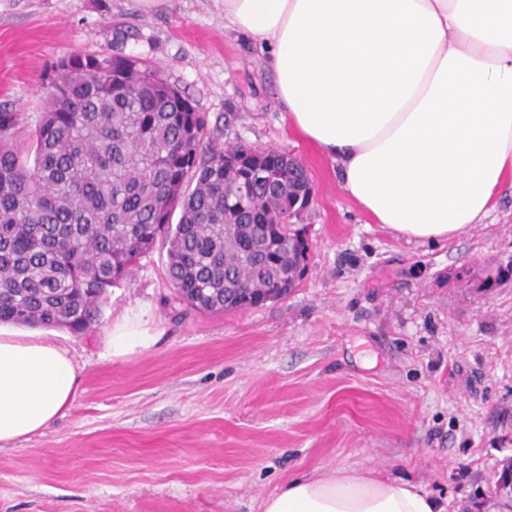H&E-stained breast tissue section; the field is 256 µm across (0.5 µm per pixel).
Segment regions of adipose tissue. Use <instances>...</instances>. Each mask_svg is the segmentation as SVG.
I'll return each instance as SVG.
<instances>
[{"mask_svg": "<svg viewBox=\"0 0 512 512\" xmlns=\"http://www.w3.org/2000/svg\"><path fill=\"white\" fill-rule=\"evenodd\" d=\"M224 28L269 53L289 122L336 162L342 189L397 235L447 240L512 188V0H224ZM144 312L108 335L149 348ZM68 349L0 335V443L64 415ZM263 512H445L401 479L339 469L288 481Z\"/></svg>", "mask_w": 512, "mask_h": 512, "instance_id": "1", "label": "adipose tissue"}]
</instances>
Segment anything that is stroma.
<instances>
[{"label": "stroma", "instance_id": "35a3bbf8", "mask_svg": "<svg viewBox=\"0 0 512 512\" xmlns=\"http://www.w3.org/2000/svg\"><path fill=\"white\" fill-rule=\"evenodd\" d=\"M154 65L217 144L279 148L307 169V269L288 298L200 312L159 244L84 333L53 329L78 371L65 416L0 443V512H262L288 480L399 476L462 512L512 458V197L485 223L409 243L374 223L289 125L273 73L224 29L223 0H0V104L33 130L42 75L70 55ZM493 287H485L487 279ZM158 336L107 355L126 313Z\"/></svg>", "mask_w": 512, "mask_h": 512}]
</instances>
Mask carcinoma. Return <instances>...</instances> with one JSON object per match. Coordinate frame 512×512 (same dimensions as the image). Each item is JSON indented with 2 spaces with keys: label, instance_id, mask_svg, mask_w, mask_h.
Returning a JSON list of instances; mask_svg holds the SVG:
<instances>
[{
  "label": "carcinoma",
  "instance_id": "carcinoma-1",
  "mask_svg": "<svg viewBox=\"0 0 512 512\" xmlns=\"http://www.w3.org/2000/svg\"><path fill=\"white\" fill-rule=\"evenodd\" d=\"M42 87L22 142L20 113L0 107V323L85 331L159 242L196 310L257 307L297 287L307 247L287 213L312 195L298 159L260 155L262 181L225 169L205 115L130 58L68 56Z\"/></svg>",
  "mask_w": 512,
  "mask_h": 512
}]
</instances>
